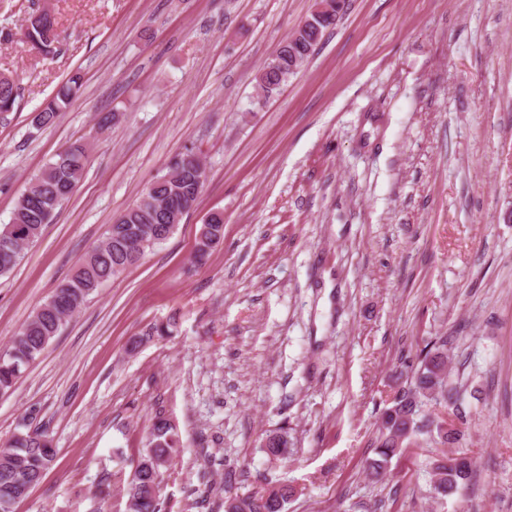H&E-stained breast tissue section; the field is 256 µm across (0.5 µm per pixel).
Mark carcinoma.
<instances>
[{"label":"carcinoma","mask_w":512,"mask_h":512,"mask_svg":"<svg viewBox=\"0 0 512 512\" xmlns=\"http://www.w3.org/2000/svg\"><path fill=\"white\" fill-rule=\"evenodd\" d=\"M331 12L318 17L315 11L284 39L255 75L264 95L288 82L308 59L304 52L315 49L325 32L334 27L344 13L338 0H321ZM23 35L31 46L48 55L58 42L56 20L49 12L37 11L27 20ZM83 77L72 73L57 89L53 98L38 112L33 123L41 128L54 122L59 112L81 90ZM19 97L18 85L7 75H0V112H12ZM89 160L87 144L76 141L31 177L18 197L11 222L0 228V275L9 273L21 259L24 248L36 242L57 209L81 181ZM202 159L192 150L174 156V163L155 178L131 207L110 225L102 242L79 264L75 273L60 283L50 298L39 305L13 336L9 346L0 351V393L14 388L64 325L80 310L98 288L118 278L136 264L147 251L162 244L172 234V225L198 205L204 184L200 183ZM224 240V213L212 212L203 224L196 242L194 258L201 262ZM176 317L153 324L147 331L128 339L131 349L153 339H165L177 331ZM448 338L441 336L427 344L411 375L396 386L395 395L380 416L374 442L376 458L367 466V476L378 483L391 477L393 457L420 446L425 436L442 445L463 440L464 431L449 429L423 414L428 404H442L456 410L459 398L448 387ZM38 412H26L18 430L6 446L0 448V512H13L14 505L40 485L54 465L57 450L49 441L47 429L36 423ZM268 454L288 456V435H267ZM180 452L176 427L162 413H155L147 433L145 448L138 452V462L123 482L125 512H167L160 487L171 464ZM469 458L442 457L429 462L431 487L446 499L459 491L471 475ZM294 489L286 484L274 486L258 495L224 497L226 512H285Z\"/></svg>","instance_id":"cac0c4a2"}]
</instances>
